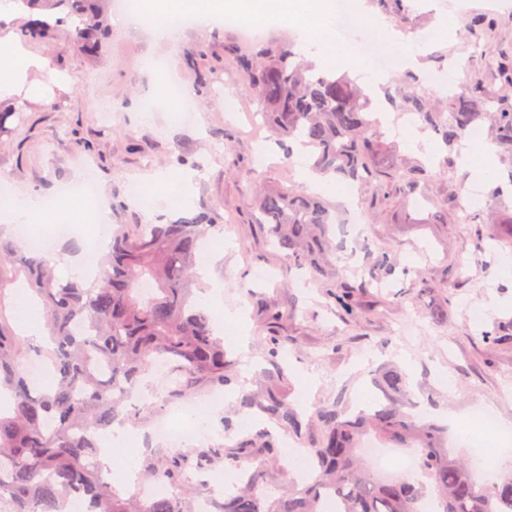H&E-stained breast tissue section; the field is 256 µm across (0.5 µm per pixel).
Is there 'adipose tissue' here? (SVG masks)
I'll list each match as a JSON object with an SVG mask.
<instances>
[{
    "label": "adipose tissue",
    "mask_w": 512,
    "mask_h": 512,
    "mask_svg": "<svg viewBox=\"0 0 512 512\" xmlns=\"http://www.w3.org/2000/svg\"><path fill=\"white\" fill-rule=\"evenodd\" d=\"M224 9L249 20L267 16L297 31L322 67L365 66L336 39L333 0H163L152 8L156 21L149 33L154 40L173 45L178 31L168 24L169 15L192 14L196 26L210 32ZM18 18L37 26L55 21L56 15L40 7H27L20 0H0V107L5 109L11 107L17 87L25 85L30 91H38L43 78L55 74L48 57L33 52L11 33L10 27ZM109 214V204L102 195H72L54 203L38 194L0 200V226L8 232L20 224H76L87 215L98 216L100 223L106 225L110 222Z\"/></svg>",
    "instance_id": "obj_1"
}]
</instances>
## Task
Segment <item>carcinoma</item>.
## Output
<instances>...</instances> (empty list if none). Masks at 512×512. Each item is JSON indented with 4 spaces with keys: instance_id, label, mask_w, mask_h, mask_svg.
<instances>
[{
    "instance_id": "carcinoma-1",
    "label": "carcinoma",
    "mask_w": 512,
    "mask_h": 512,
    "mask_svg": "<svg viewBox=\"0 0 512 512\" xmlns=\"http://www.w3.org/2000/svg\"><path fill=\"white\" fill-rule=\"evenodd\" d=\"M50 2L77 28V47L96 52L106 23L93 0ZM228 52L275 143L289 153L294 144L307 149L314 174L353 186L396 181L407 195L432 178L422 167L381 166L380 127L356 81L319 73L289 44L248 52L231 45ZM404 108L450 154L472 128L487 122L493 144L512 157V107L505 101L492 112L482 95L464 93L447 114L414 92L404 98ZM258 208L269 242L288 253L295 268L311 273L345 318H361L356 289L393 274L390 249L370 253L368 277L352 284L329 270L326 260L327 228L334 221L328 203L291 187H270ZM440 208L450 222L472 225L483 247L490 223L485 210L467 208L459 194L441 200ZM216 227L214 213H186L165 224H138L130 233L116 230L100 261V282L92 287L61 282L38 251L0 235V389L10 395L8 412H0V499H9L14 512H64L76 494L93 502L94 512H195L197 492L185 477L191 460L199 471L222 463L241 472L242 485L224 497L219 512H323L330 499L340 503L339 512H422L427 499L437 502L439 512H512V474L481 482L472 463L452 457L445 428L405 411L416 404L395 366L379 372L383 398L371 411L349 414L322 405L306 425L286 398L289 379L279 366L261 390L244 395L246 409L266 415L312 457L314 472L300 489L274 483L280 448L269 429L232 446L210 444L189 458L171 456L147 466L148 479L173 488L172 494L126 498L102 477L97 437L119 420L122 401L153 372L156 359L171 366L165 386L171 397L232 381L224 339L210 313L193 301L202 240ZM22 286L41 302L50 348L27 343L12 326L11 294ZM30 354L50 364L49 386L35 387L21 367ZM371 436L411 450L415 471L394 480L375 475L360 450ZM245 454L263 457L267 467L244 468Z\"/></svg>"
}]
</instances>
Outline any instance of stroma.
Segmentation results:
<instances>
[{
    "label": "stroma",
    "instance_id": "obj_1",
    "mask_svg": "<svg viewBox=\"0 0 512 512\" xmlns=\"http://www.w3.org/2000/svg\"><path fill=\"white\" fill-rule=\"evenodd\" d=\"M364 6L389 24L397 7H404L407 21L400 33L424 44L411 66L419 78L417 94L445 97L453 68L462 89H480L494 102L512 100V0H403L384 6L365 0ZM449 10L456 17L453 30L434 38ZM72 38L62 29L34 44L69 85L61 89L50 81L40 95H19L11 133L0 146V188L54 200L89 168L97 193L111 204L113 225L128 229L185 212H217L220 227L209 236L203 281L220 291L210 310L223 314L219 328L233 380L223 389V406L207 412L204 443L221 442L228 420L241 438L266 427L263 415L245 414L241 399L263 387L274 370L268 354L273 334L286 340L288 398L304 401L306 408L333 402L356 408L373 391L374 370L392 361L407 373L429 418L447 425L454 454L470 453L459 424L474 412L494 410L512 425V281L500 274L512 249L478 250L469 225L447 223L434 205L437 197L468 194L469 175L460 166L443 165L431 130H424L426 145L420 149L398 131L404 112L390 101L406 91L400 72L387 74L370 91L374 111L387 118L380 127L388 146L382 162L427 164L432 179L412 198L395 184H369L352 193L333 181L324 191L336 207L329 228L336 244L331 264L354 282L368 253L389 247L398 269L381 287L360 291L363 315L349 322L337 315L319 283L289 274L287 257L267 243L259 226L258 187L301 185L305 158L298 152L285 156L265 129L250 122L256 105L237 69L222 64L225 43H244L242 29L219 26L207 34L191 25L180 31L173 51L154 43L146 28L115 21L93 56L78 52ZM149 58L164 61L165 80L192 90L186 111L161 106L155 92L161 79L146 68ZM228 97L238 99L239 111H225ZM148 110L154 119L142 122L140 114ZM152 178L179 181L182 203L145 207L129 197L128 183L144 187ZM351 194L364 203L365 222L359 226L345 221ZM420 276L435 281V289L418 292ZM450 292L455 299L447 320L433 322L430 309ZM262 305L279 313L277 323L260 317ZM490 329L510 336V343L488 346L481 333ZM149 386L151 395L135 402L134 415L123 422L141 441L135 456L140 464L175 452L151 437L154 421L171 404L161 393L162 382L154 379Z\"/></svg>",
    "mask_w": 512,
    "mask_h": 512
}]
</instances>
